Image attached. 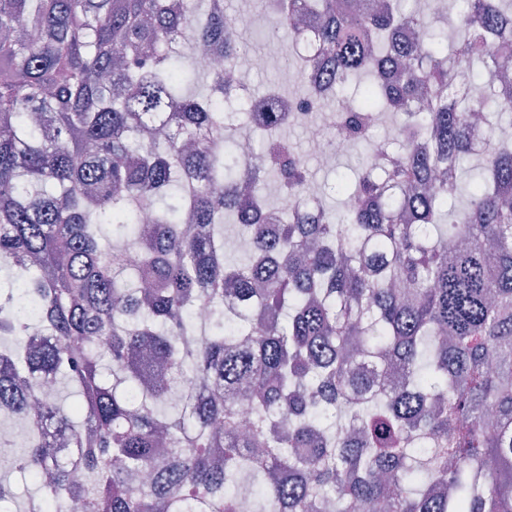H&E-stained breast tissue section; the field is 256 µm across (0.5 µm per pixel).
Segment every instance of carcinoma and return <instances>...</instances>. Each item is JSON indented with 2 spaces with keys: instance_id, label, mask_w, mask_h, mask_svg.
Listing matches in <instances>:
<instances>
[{
  "instance_id": "1",
  "label": "carcinoma",
  "mask_w": 512,
  "mask_h": 512,
  "mask_svg": "<svg viewBox=\"0 0 512 512\" xmlns=\"http://www.w3.org/2000/svg\"><path fill=\"white\" fill-rule=\"evenodd\" d=\"M459 2L449 36L408 0H266L307 45L305 94L240 97L224 0H0V410L39 489L21 512L76 485L83 512H238L246 480L257 512H512V143L482 111L512 112V0ZM331 85L352 93L326 134L369 161L310 223L280 103ZM384 109L402 121L375 141ZM258 131L255 165L238 141Z\"/></svg>"
}]
</instances>
